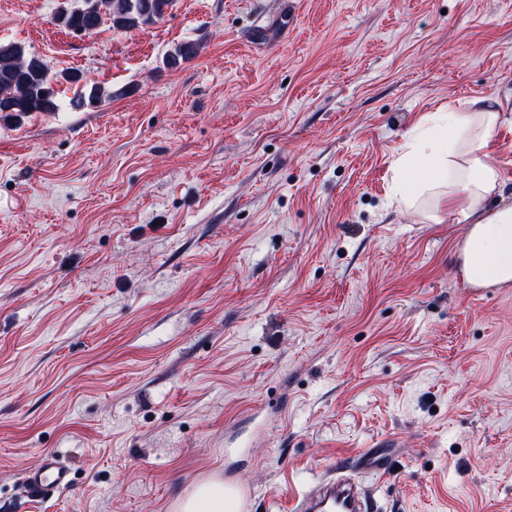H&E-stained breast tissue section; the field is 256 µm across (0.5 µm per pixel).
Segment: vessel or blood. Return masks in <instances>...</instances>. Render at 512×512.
<instances>
[{
    "mask_svg": "<svg viewBox=\"0 0 512 512\" xmlns=\"http://www.w3.org/2000/svg\"><path fill=\"white\" fill-rule=\"evenodd\" d=\"M70 482L69 467L49 456L41 467L25 476L24 495L33 503L46 501ZM294 512H370V505L358 480L350 471L340 469L326 477L314 493L299 497Z\"/></svg>",
    "mask_w": 512,
    "mask_h": 512,
    "instance_id": "obj_1",
    "label": "vessel or blood"
}]
</instances>
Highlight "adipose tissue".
<instances>
[{"label": "adipose tissue", "mask_w": 512, "mask_h": 512, "mask_svg": "<svg viewBox=\"0 0 512 512\" xmlns=\"http://www.w3.org/2000/svg\"><path fill=\"white\" fill-rule=\"evenodd\" d=\"M503 122L502 110L482 99L427 113L393 163L392 202L444 205L450 223L468 225L464 276L473 286L512 283V201L488 206L502 185L488 146ZM236 501L235 492L216 479L197 485L178 510L236 512Z\"/></svg>", "instance_id": "ef3b65f1"}]
</instances>
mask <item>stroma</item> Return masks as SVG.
<instances>
[{"instance_id": "1", "label": "stroma", "mask_w": 512, "mask_h": 512, "mask_svg": "<svg viewBox=\"0 0 512 512\" xmlns=\"http://www.w3.org/2000/svg\"><path fill=\"white\" fill-rule=\"evenodd\" d=\"M62 2L0 0V43L112 94L0 121V512H174L224 477L291 512L371 453L377 512H512V285L386 198L426 113L512 109V0H174L92 33ZM48 454L71 482L33 504Z\"/></svg>"}]
</instances>
